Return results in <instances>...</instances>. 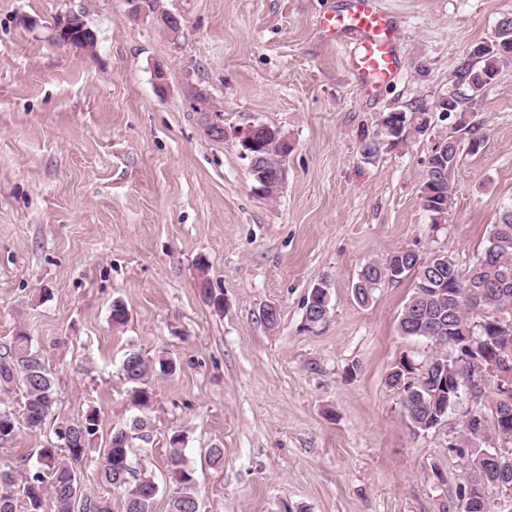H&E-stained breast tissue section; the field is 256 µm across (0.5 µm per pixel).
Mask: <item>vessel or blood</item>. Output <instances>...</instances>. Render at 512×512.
Segmentation results:
<instances>
[{
    "mask_svg": "<svg viewBox=\"0 0 512 512\" xmlns=\"http://www.w3.org/2000/svg\"><path fill=\"white\" fill-rule=\"evenodd\" d=\"M319 30L346 48L348 66L363 85L390 80L397 71V28L379 0H342L340 10L322 15Z\"/></svg>",
    "mask_w": 512,
    "mask_h": 512,
    "instance_id": "obj_1",
    "label": "vessel or blood"
}]
</instances>
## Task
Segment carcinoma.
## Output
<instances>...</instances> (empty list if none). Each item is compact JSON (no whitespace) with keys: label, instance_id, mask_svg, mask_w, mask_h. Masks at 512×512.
Here are the masks:
<instances>
[{"label":"carcinoma","instance_id":"1","mask_svg":"<svg viewBox=\"0 0 512 512\" xmlns=\"http://www.w3.org/2000/svg\"><path fill=\"white\" fill-rule=\"evenodd\" d=\"M512 62V20L497 25L494 39L474 47L454 73L457 86L468 90L466 97L451 95L457 113L454 133L468 135L475 150L484 142L478 127L468 122L474 102L497 83L502 66ZM433 106L420 104L408 112H386L380 118L382 135L362 144V155L371 159L382 145L404 143L406 129L419 135L433 121ZM287 145L281 137L265 135L257 150L259 175L268 184L266 197L278 195L281 182L277 173ZM460 141L448 138L434 147L420 188V204L431 223L446 221L455 195V172L460 162ZM414 276L412 293L400 314L399 328L404 336L431 341L438 354L422 369L402 359L388 375V383L401 386L403 417L415 432L431 429L433 415L441 407L453 406L457 397L447 394L443 378L451 383L471 384L493 363L512 367V330L504 332L494 313L503 312L512 320V206L491 226L487 244L470 266L460 267L446 251L420 257L410 248H400L380 260L365 264L353 292L365 305L385 282H400ZM305 325L323 321L330 311V288L324 282L311 288L304 305ZM418 373L410 386L400 385L401 370ZM176 370L173 359L164 354L147 355L131 349L121 371L128 384V406L138 411L127 429L112 432L108 448L98 468V481L109 488L106 495L82 489L81 467L98 439L100 414L91 408L81 419H56L55 441L36 451V463L27 455L16 465L0 469V512H16L23 497L27 512H72L76 497L84 500V512H155L160 485L154 473L130 457L128 438L151 442L152 423L144 416L154 400L152 378ZM21 394L23 419L32 433L42 430L54 415L55 383L52 371L35 348L32 336L19 326L5 352L0 353V442L17 435L10 396ZM465 440H487L486 448H473L467 458L462 482L448 490L447 501L439 512H494L488 490L512 493V383L494 384L488 406L471 411L464 425ZM166 471L176 491L170 496L167 512H200L193 468L184 459L185 436L180 430L168 434Z\"/></svg>","mask_w":512,"mask_h":512}]
</instances>
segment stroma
<instances>
[{
  "label": "stroma",
  "mask_w": 512,
  "mask_h": 512,
  "mask_svg": "<svg viewBox=\"0 0 512 512\" xmlns=\"http://www.w3.org/2000/svg\"><path fill=\"white\" fill-rule=\"evenodd\" d=\"M339 2L163 0L184 23L174 42L131 21L125 0H92L88 51L55 38L64 0H0V347L26 325L55 375L57 413L99 410L88 491L101 490L103 443L132 417L120 376L131 349L179 363L153 382L152 444L132 443L163 481L156 512L175 490L164 480L173 429L203 512H438L430 464L449 485L462 477L470 391L415 432L388 384L401 358L421 366L436 354L398 329L412 279L382 284L366 306L352 285L402 247L445 249L463 267L480 255L512 206V64L472 108L486 137L462 155L445 223H431L419 191L451 120L373 159L361 146L380 114L454 91L457 66L512 0H380L399 45L378 88L361 86L345 49L318 31ZM198 87L224 107V140L206 133ZM254 123L292 145L273 200L254 191L235 135ZM202 262L223 310L196 286ZM322 281L331 310L310 328L304 301ZM215 446L219 466L207 459Z\"/></svg>",
  "instance_id": "35a3bbf8"
}]
</instances>
